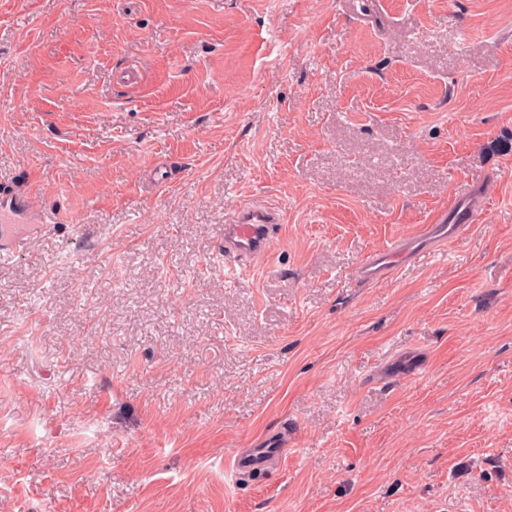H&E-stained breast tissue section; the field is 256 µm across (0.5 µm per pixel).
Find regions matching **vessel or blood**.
I'll list each match as a JSON object with an SVG mask.
<instances>
[{"label": "vessel or blood", "instance_id": "obj_1", "mask_svg": "<svg viewBox=\"0 0 512 512\" xmlns=\"http://www.w3.org/2000/svg\"><path fill=\"white\" fill-rule=\"evenodd\" d=\"M483 209L484 198L480 195L453 202L448 209L435 214L418 235L397 238L385 249L367 254L356 271V280L364 283L385 280L397 263L412 259L421 250L445 253L449 242L475 223ZM28 210L27 203L20 200L11 201L0 209L1 259L15 255L21 238L10 226L19 222ZM280 223L281 217L274 209L254 205L240 207L224 225L225 257L254 260L271 256ZM274 460V455L260 450L247 455L234 451L228 456V465L232 471L239 472L269 467Z\"/></svg>", "mask_w": 512, "mask_h": 512}]
</instances>
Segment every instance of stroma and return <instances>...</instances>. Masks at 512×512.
I'll return each instance as SVG.
<instances>
[{"label": "stroma", "mask_w": 512, "mask_h": 512, "mask_svg": "<svg viewBox=\"0 0 512 512\" xmlns=\"http://www.w3.org/2000/svg\"><path fill=\"white\" fill-rule=\"evenodd\" d=\"M0 183V512H512V0H0ZM483 209V195L469 196L462 202L454 201L448 209L435 214L431 224L424 225L418 235L397 238L385 249L367 254L356 271L355 280L364 283L385 280L397 263L406 262L422 251L446 253L448 242L470 224H475ZM29 206L25 201L11 200L9 205H6L0 210V222L4 225L1 226L0 233V258L9 259L17 254L16 249L19 243L23 240L21 235H15L10 229L14 227L11 224L19 222L22 217L28 212ZM281 224L280 214L268 207L246 205L224 224V260L227 258L261 259L272 254ZM282 449L280 448L275 456V452L267 454L263 450H257L247 455L232 451L227 459L228 465L235 472L271 467V464L282 455Z\"/></svg>", "instance_id": "35a3bbf8"}]
</instances>
